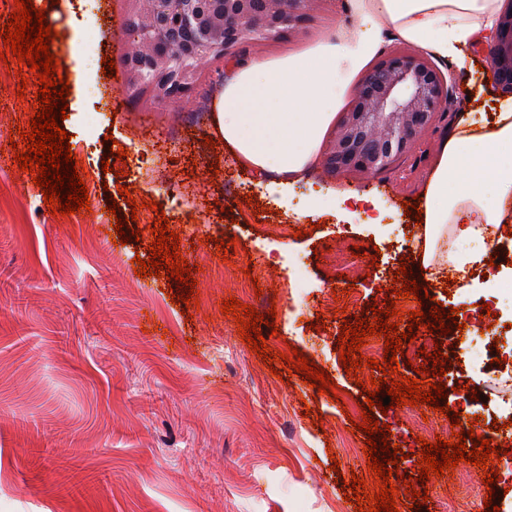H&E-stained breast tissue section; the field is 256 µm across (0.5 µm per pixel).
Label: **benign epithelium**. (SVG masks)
Listing matches in <instances>:
<instances>
[{
    "label": "benign epithelium",
    "mask_w": 512,
    "mask_h": 512,
    "mask_svg": "<svg viewBox=\"0 0 512 512\" xmlns=\"http://www.w3.org/2000/svg\"><path fill=\"white\" fill-rule=\"evenodd\" d=\"M121 27L127 88L159 103L196 89L200 65L301 29L323 0H132ZM490 45L494 84L512 95V0ZM448 77L426 53L402 47L361 78L321 156L325 173L374 177L413 153L448 117Z\"/></svg>",
    "instance_id": "obj_1"
}]
</instances>
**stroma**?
<instances>
[{"label":"stroma","instance_id":"1","mask_svg":"<svg viewBox=\"0 0 512 512\" xmlns=\"http://www.w3.org/2000/svg\"><path fill=\"white\" fill-rule=\"evenodd\" d=\"M41 6L58 32L51 46L71 89L61 126L94 178L88 189L101 221L92 227L79 213L49 214L41 188L21 171L10 133L30 121L38 86L18 93V77L0 61L6 76L0 226L9 229L0 234V512H355L336 476L374 480L363 453L367 435L355 428L371 370L362 365L356 376L346 374L337 349L344 321L401 290L393 273L402 267L431 292L421 312L435 300L447 309L479 300L498 323L512 321V292L444 293L439 266H421L423 229L402 208L421 197L453 121L377 176H336L317 167L282 186L239 168L218 138L215 103L232 65L205 63L192 97L162 104L125 85L120 28L129 0H99L91 11L83 0H42ZM349 21L345 0H325L303 30L247 47L236 63L302 51ZM466 55L465 67L445 63L453 74L452 115L470 109L471 98L488 102L499 95L480 68L488 46ZM106 56L117 65L110 77L102 71ZM113 144L127 151L125 162L105 160ZM124 186L136 199L162 204L171 230L179 232L200 290L198 306L188 312L170 298L166 278L135 274L134 257L151 258L146 228L154 220L133 218L119 194ZM327 188L375 198L383 208L380 223H368L353 207L312 213L311 197ZM245 196L256 202L257 214L294 224L300 237L276 253L263 251L262 224L233 220L231 204ZM111 199L118 205L113 213L106 210ZM119 218L141 230L139 241L120 244L113 228ZM218 239L235 241V254L217 251ZM340 240L364 248L357 262L366 279L357 285L358 302L336 316L322 312L320 300L337 285L331 251ZM291 251L304 256L309 270L302 314L284 261ZM231 297L264 315L277 310L274 327L261 329L267 345L276 352L299 348L334 378V394H319L298 373L272 376L242 342L234 315L222 314ZM318 319L325 324L320 332L313 327ZM464 382L512 417V359ZM372 414L408 448L420 438L435 441L450 425L425 404L376 406ZM399 473V512H445L462 478L482 481L484 470L458 463L450 475L428 480L421 504L406 492L411 467L400 466Z\"/></svg>","mask_w":512,"mask_h":512}]
</instances>
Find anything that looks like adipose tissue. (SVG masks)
I'll return each instance as SVG.
<instances>
[{
	"instance_id": "ef3b65f1",
	"label": "adipose tissue",
	"mask_w": 512,
	"mask_h": 512,
	"mask_svg": "<svg viewBox=\"0 0 512 512\" xmlns=\"http://www.w3.org/2000/svg\"><path fill=\"white\" fill-rule=\"evenodd\" d=\"M349 24L288 56L236 67L216 105V128L255 175L301 178L357 76L383 52L381 34L438 60L463 62L491 42L501 0H347ZM424 262L465 273L484 265L487 238L512 224V97L461 113L423 194Z\"/></svg>"
}]
</instances>
